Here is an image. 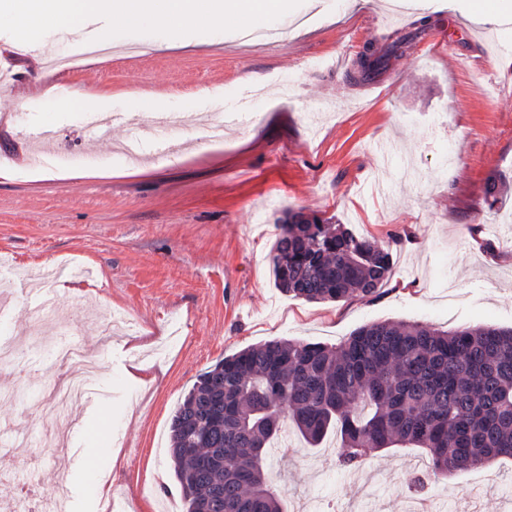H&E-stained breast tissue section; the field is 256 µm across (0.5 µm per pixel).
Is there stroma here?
<instances>
[{"label":"stroma","instance_id":"obj_1","mask_svg":"<svg viewBox=\"0 0 512 512\" xmlns=\"http://www.w3.org/2000/svg\"><path fill=\"white\" fill-rule=\"evenodd\" d=\"M472 0H302L294 15L272 22L271 36L245 42L227 32L210 44L168 47L155 35L150 55H112L66 71L15 60L0 33V68L22 93L0 88V155L21 151V133L52 126L63 164L0 167V340L22 345L18 368L0 367V430L19 426L30 443L0 437V457L44 473L38 499L75 494L78 512H99L92 475L39 447L35 402L58 376L52 352L85 344L98 359L109 400L94 413L75 407L72 445L113 458L106 480L115 496L135 497L138 512H182L168 455L175 408L216 361L274 339L336 345L380 322L512 327V0L504 25L476 19ZM429 19L417 33L420 19ZM453 31L454 45L435 36ZM410 43L395 53L401 36ZM385 58L361 78L364 49ZM264 86L243 83L247 73ZM72 87L55 94L58 82ZM222 88L224 138L204 148L198 125ZM162 96L184 125L167 152L142 140L136 164L97 147L91 165L76 159L92 147L89 113L76 102L108 91L112 111L128 116L116 138L148 123L130 114L127 94ZM503 178L498 198L489 178ZM344 224L389 249L393 267L372 297L336 303L296 299L276 288L269 256L287 213ZM68 265L96 277L77 292L52 288L63 317L32 316L33 287L14 267ZM114 322L110 344L94 332ZM272 459L274 483L289 512H404L429 458L420 449L382 450L356 471L338 463L335 440L306 449L295 435ZM432 512H512V461L461 471L428 486Z\"/></svg>","mask_w":512,"mask_h":512}]
</instances>
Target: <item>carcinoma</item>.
I'll return each mask as SVG.
<instances>
[{
    "instance_id": "cac0c4a2",
    "label": "carcinoma",
    "mask_w": 512,
    "mask_h": 512,
    "mask_svg": "<svg viewBox=\"0 0 512 512\" xmlns=\"http://www.w3.org/2000/svg\"><path fill=\"white\" fill-rule=\"evenodd\" d=\"M382 58L368 49L358 67ZM283 292L310 302L374 296L391 253L343 224L291 214L270 255ZM291 422L317 446L340 434V465L399 445L427 450L419 486L512 459V328L440 330L381 322L338 346L272 340L199 377L170 425V460L185 512H285L268 459Z\"/></svg>"
}]
</instances>
